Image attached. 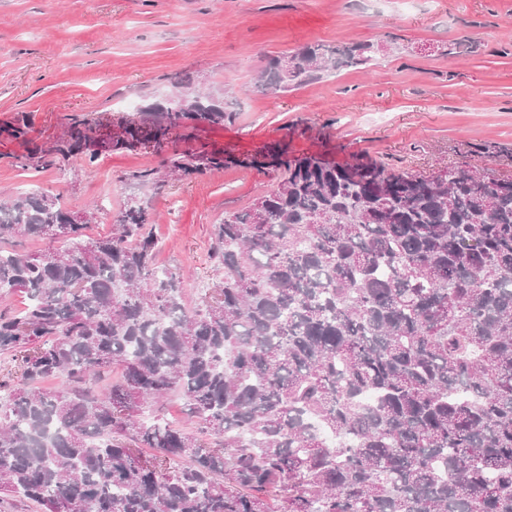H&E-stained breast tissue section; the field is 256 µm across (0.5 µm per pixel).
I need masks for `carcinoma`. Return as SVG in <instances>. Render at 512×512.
<instances>
[{
	"instance_id": "carcinoma-1",
	"label": "carcinoma",
	"mask_w": 512,
	"mask_h": 512,
	"mask_svg": "<svg viewBox=\"0 0 512 512\" xmlns=\"http://www.w3.org/2000/svg\"><path fill=\"white\" fill-rule=\"evenodd\" d=\"M372 45L306 44L268 58L254 90L276 95ZM146 102L116 149L233 118L195 80ZM30 113L0 131L30 145L23 170L90 167L82 112L38 144ZM282 171L275 188L215 225L222 286L187 307L158 272L145 201L90 237L62 196L0 203V505L28 512H512V176L470 164L424 175L318 153L266 163L175 155L191 180L231 165ZM126 179L162 186L157 170ZM52 379L59 387H48ZM179 394L195 420L165 419ZM350 442L332 446L319 430Z\"/></svg>"
}]
</instances>
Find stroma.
<instances>
[{
  "mask_svg": "<svg viewBox=\"0 0 512 512\" xmlns=\"http://www.w3.org/2000/svg\"><path fill=\"white\" fill-rule=\"evenodd\" d=\"M369 43L372 59L276 96L252 92L267 57L314 42ZM190 74L231 89L232 120L174 134L169 153L243 157L276 145L431 173L453 162L512 174V0H0V126L31 113L37 141L84 112L120 129L128 105L161 100ZM0 138V198L36 188L93 209L108 235L130 197L147 201L157 266L188 301L214 287L216 224L276 186L275 169L230 166L157 190L126 174L161 167L149 149L23 172Z\"/></svg>",
  "mask_w": 512,
  "mask_h": 512,
  "instance_id": "stroma-1",
  "label": "stroma"
}]
</instances>
